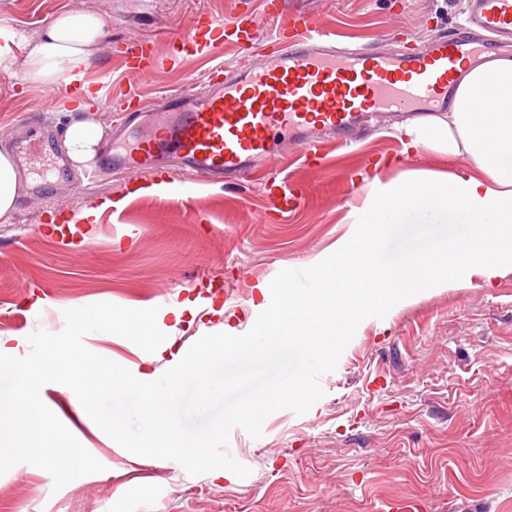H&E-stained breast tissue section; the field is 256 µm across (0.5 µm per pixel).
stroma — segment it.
Masks as SVG:
<instances>
[{
	"mask_svg": "<svg viewBox=\"0 0 512 512\" xmlns=\"http://www.w3.org/2000/svg\"><path fill=\"white\" fill-rule=\"evenodd\" d=\"M261 2L0 0V20L35 40L58 14H99L106 35L86 80L106 81L116 101L131 88L158 101L201 89L210 67L244 61V52L235 42H217L147 79L129 69L126 42L162 45L201 16L229 21L261 10ZM297 12L323 18L361 44L413 49L462 22L460 0H285V15ZM25 72L20 63L13 74L0 73V130L33 120L47 144L21 151L19 170L33 184L9 223H0V338L9 341L39 328L60 332L63 310L100 302L146 309L229 298L256 309L258 288L274 272L312 266L337 241L362 232L345 221L364 201L351 195L353 181L375 158L400 157L390 126L331 146L318 167L284 146L273 167L301 185L306 199L283 217L269 212L256 184L190 177L172 157L162 162L168 189L158 193L150 171L75 170L60 133L83 112L55 110L62 90L26 84ZM400 159L405 170L464 165L431 151ZM74 181L81 191L71 190ZM91 206L100 209L97 221L81 225L78 235L49 224ZM232 321L228 312L168 318L166 344L151 354L117 335L94 332L84 343L132 373L159 376L201 336ZM320 385L324 395L307 412L269 415L261 438L231 431L227 451L250 470L231 482L127 452L70 388L46 385L43 402L104 470L57 491L49 473L28 464L0 476V496L17 512H387L394 502L420 503L421 512H512V273L490 287L475 276L462 288L426 290L384 318L362 321Z\"/></svg>",
	"mask_w": 512,
	"mask_h": 512,
	"instance_id": "1",
	"label": "stroma"
}]
</instances>
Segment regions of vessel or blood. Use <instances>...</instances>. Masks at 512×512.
Listing matches in <instances>:
<instances>
[{
  "label": "vessel or blood",
  "instance_id": "b4317fda",
  "mask_svg": "<svg viewBox=\"0 0 512 512\" xmlns=\"http://www.w3.org/2000/svg\"><path fill=\"white\" fill-rule=\"evenodd\" d=\"M463 15L459 29L422 51L346 45L322 19L284 17L280 0H266L262 14H241L228 23L205 18L162 49L131 42L132 69L149 76L179 55L202 52L227 37L253 53L259 17L276 23L272 51L254 62L212 67L204 91L169 95L158 109L129 90L96 168L157 172L163 159L173 157L190 175L256 181L272 210L287 214L304 192L263 168L277 152V136L287 135L305 158L320 160L326 135L344 145L364 117L382 122L400 112L423 117L447 111L464 62L493 49L512 51V0H464Z\"/></svg>",
  "mask_w": 512,
  "mask_h": 512
}]
</instances>
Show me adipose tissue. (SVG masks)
I'll return each mask as SVG.
<instances>
[{
	"mask_svg": "<svg viewBox=\"0 0 512 512\" xmlns=\"http://www.w3.org/2000/svg\"><path fill=\"white\" fill-rule=\"evenodd\" d=\"M105 26L94 13H63L33 45L20 29L0 23V72L12 74L21 61L16 51L25 46L30 83L70 84L83 77ZM397 132L406 155L441 152L465 165L451 173L411 170L386 182L373 179L351 216L382 233L373 240L345 237L330 259L315 264L311 285L335 287L336 295L331 318L307 322L303 333L311 344L344 335L364 304L402 305L427 288H454L475 275L491 285L512 272V58L493 54L464 66L447 116L408 120ZM101 138L100 125L84 119L70 125L63 146L79 165L94 156ZM24 189L11 152L0 150V221L10 218ZM381 256L393 262L396 287L359 295L350 286L353 273L372 274Z\"/></svg>",
	"mask_w": 512,
	"mask_h": 512,
	"instance_id": "adipose-tissue-1",
	"label": "adipose tissue"
}]
</instances>
